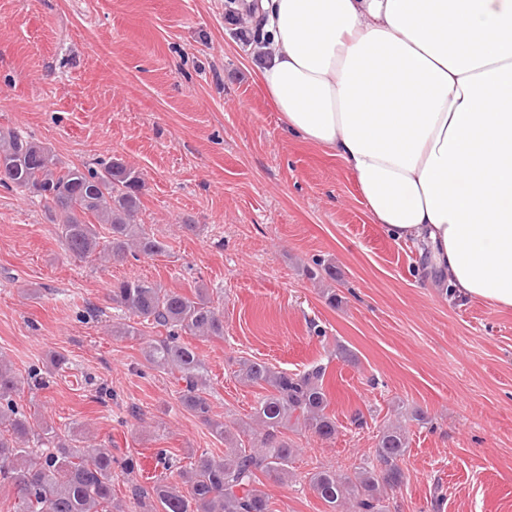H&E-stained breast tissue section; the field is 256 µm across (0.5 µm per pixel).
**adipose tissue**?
Here are the masks:
<instances>
[{
    "instance_id": "1",
    "label": "adipose tissue",
    "mask_w": 512,
    "mask_h": 512,
    "mask_svg": "<svg viewBox=\"0 0 512 512\" xmlns=\"http://www.w3.org/2000/svg\"><path fill=\"white\" fill-rule=\"evenodd\" d=\"M288 131L464 299L512 308V0H238Z\"/></svg>"
}]
</instances>
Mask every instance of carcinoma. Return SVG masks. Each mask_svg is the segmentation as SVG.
Here are the masks:
<instances>
[{"label": "carcinoma", "mask_w": 512, "mask_h": 512, "mask_svg": "<svg viewBox=\"0 0 512 512\" xmlns=\"http://www.w3.org/2000/svg\"><path fill=\"white\" fill-rule=\"evenodd\" d=\"M0 182L51 200L57 208L53 220L67 251L76 257L120 259L128 252L165 251L162 241L136 223L142 179L121 162L110 160L87 170L65 168L32 137L0 130ZM79 212L107 225V243L100 242L95 225L78 218ZM112 302L137 318L134 325L113 327L116 336H135L144 324L168 329L164 339L148 347L146 359L159 369L181 373L185 386L180 404L228 444L222 458L207 453L195 457L189 468L179 471L180 483L156 485L152 499L159 507L142 501L143 512H271L257 479L260 473L277 481L291 474L295 448L283 432L304 427L325 440L336 436L323 386L326 367L316 364L289 374L264 361L239 360L235 377L267 391L256 411L262 426L260 448H242L233 444L230 429L211 416L202 362L181 342L184 333L224 335L223 316L206 289L189 298L141 279H125L112 285ZM15 390V374L0 362V482L15 486L16 512H110L112 451L76 445L52 427L36 430L15 408ZM407 448L405 433L386 426L379 432L374 458L362 460L351 473L319 470L310 476V486L333 509L348 501L355 512H387L384 489L403 482Z\"/></svg>", "instance_id": "cac0c4a2"}]
</instances>
